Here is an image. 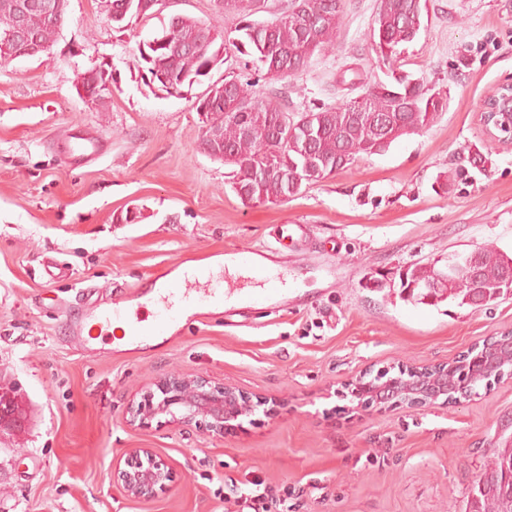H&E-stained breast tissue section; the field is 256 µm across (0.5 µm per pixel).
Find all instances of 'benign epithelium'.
<instances>
[{"instance_id":"obj_1","label":"benign epithelium","mask_w":512,"mask_h":512,"mask_svg":"<svg viewBox=\"0 0 512 512\" xmlns=\"http://www.w3.org/2000/svg\"><path fill=\"white\" fill-rule=\"evenodd\" d=\"M3 45L14 51V55H33L41 47L38 41L23 26L7 31L0 39ZM87 77L78 76L75 89L81 99L90 105L98 104L102 94L112 89V83L106 81L90 89ZM481 119L491 141L504 144L512 142V83H502L492 89L482 100L479 109ZM484 353H492L499 362L491 363V369L482 371L471 365L468 379L464 385L470 386L475 380L486 378L498 380L506 358L512 357V334L504 332L485 343ZM461 363L452 361L444 367L425 365L410 368L407 373L414 376V382H400L394 377L388 385L380 386L376 393V402H392L398 405L431 404L438 400L448 402L451 393L448 383L436 381L432 375L434 369L445 368L452 372ZM155 390L149 391L143 401L132 404L128 413L130 421L144 423L157 416H166L171 423H196L215 435H224V430L232 426V422L252 414L255 405L252 401L232 386L213 385L202 376L173 375L156 380ZM115 483L123 494L135 500L149 499L160 492L166 491L172 482V472L168 466L158 459L149 448H137L125 459L124 467L115 468L112 474Z\"/></svg>"}]
</instances>
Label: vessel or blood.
<instances>
[{
    "instance_id": "1",
    "label": "vessel or blood",
    "mask_w": 512,
    "mask_h": 512,
    "mask_svg": "<svg viewBox=\"0 0 512 512\" xmlns=\"http://www.w3.org/2000/svg\"><path fill=\"white\" fill-rule=\"evenodd\" d=\"M275 254L272 248H227L216 251L215 256L249 271L252 278L265 284L267 297L273 299L281 297L288 281V271ZM149 292L154 304L152 319L140 317L138 297L117 295L108 305H91L85 320L70 325L71 338L86 345L92 340V330L103 333L113 322L122 321L129 328L130 342L139 343L166 334L175 339L181 334L183 316L200 322L223 312L224 308L237 306L243 298L240 289L215 287L212 280L199 275L191 279L181 277L171 266L153 275Z\"/></svg>"
}]
</instances>
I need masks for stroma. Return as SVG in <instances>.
<instances>
[{"mask_svg": "<svg viewBox=\"0 0 512 512\" xmlns=\"http://www.w3.org/2000/svg\"><path fill=\"white\" fill-rule=\"evenodd\" d=\"M427 6L400 65L446 91L447 111L278 203L243 201L232 166L203 150L201 86L173 97L142 80L139 48L171 15L234 30L214 0H170L120 30L101 0H68L47 52L0 62V392L15 405L0 426V512H241L252 481L290 512H464L491 449L512 445V379L450 405L364 406L349 392L360 374L445 363L512 331V295L488 310L399 296L410 264L512 255V148L490 146L478 113L512 81V0ZM376 10L345 0L334 48L257 96L282 88L304 112L390 82L371 49ZM101 62L115 82L91 107L75 80ZM83 134L99 152L76 160L65 147ZM129 211L139 219L122 222ZM282 224L308 227L288 254L287 306L264 299L123 359L109 335L89 350L70 342L67 321L90 300L137 293L214 250L274 244ZM178 373L233 386L257 409L220 437L163 416L127 421L155 379ZM135 448L172 470L167 491L132 500L113 483Z\"/></svg>", "mask_w": 512, "mask_h": 512, "instance_id": "35a3bbf8", "label": "stroma"}]
</instances>
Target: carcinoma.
Masks as SVG:
<instances>
[{
    "mask_svg": "<svg viewBox=\"0 0 512 512\" xmlns=\"http://www.w3.org/2000/svg\"><path fill=\"white\" fill-rule=\"evenodd\" d=\"M301 12H291L294 2ZM217 6L238 17L230 38L206 22L187 15L171 17L168 28L143 43V80L149 88L169 96H180L193 85H206L195 96L202 123L224 134V163L235 166L233 177L253 203L282 202L301 193L306 185L348 168L362 156L386 151L398 138L429 129L448 107V95L432 94L428 84L407 74L393 75V82H376L366 87L361 99L343 100L333 106L311 109L310 139L303 131L287 135L289 128L279 118L290 116L288 101L256 97L254 83L241 77L223 79L224 93L207 100L210 87L217 84L212 71L228 54L250 58L269 81H281L305 71L312 57L334 45L345 14L343 0H280L278 17L259 22L252 16L267 9L268 0H215ZM17 0H0V33L17 21ZM165 0H112V22L125 27L133 18L148 19L154 7ZM413 0H378L373 18L372 50L393 65L399 48L417 37L415 20H424L427 0H421L417 16ZM66 10L54 19L35 8L26 24L42 45L51 46L65 21ZM201 40L192 52L181 44ZM250 127L254 133L246 134ZM437 272L436 264H412L400 275V294L405 301L422 303L418 286ZM512 289V257L495 249L480 250L475 273L461 271L436 291L440 301L479 309ZM465 512H512V448H495L488 465L472 488Z\"/></svg>",
    "mask_w": 512,
    "mask_h": 512,
    "instance_id": "1",
    "label": "carcinoma"
}]
</instances>
